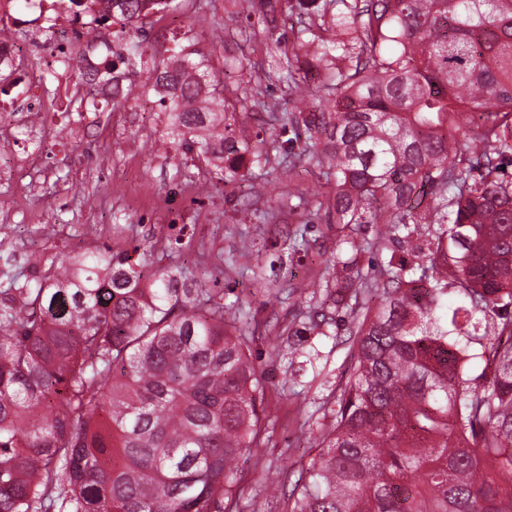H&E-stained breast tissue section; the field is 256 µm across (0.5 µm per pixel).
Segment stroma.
<instances>
[{"label": "stroma", "mask_w": 512, "mask_h": 512, "mask_svg": "<svg viewBox=\"0 0 512 512\" xmlns=\"http://www.w3.org/2000/svg\"><path fill=\"white\" fill-rule=\"evenodd\" d=\"M227 5V0H208L188 20L193 24L190 49L210 55L219 68L241 54L239 40L226 38L220 26L228 18ZM188 21L172 12L154 31L179 36ZM267 71L264 54L257 53L237 76L263 91L267 108L260 125L269 131L289 90L286 82L267 78ZM48 91L54 109L42 113L40 122L18 123L16 146L0 154V215L13 217L0 223V269L25 274L30 252L74 256L104 245L115 253L138 246L159 257L178 237L182 258L203 275L211 256L238 250L242 236L262 245V255L240 257L237 269L220 280L225 301H244L259 324L252 353L266 385L259 407L263 441L243 466L235 492L238 512H287V499L268 498L266 478L280 473L285 490H292L303 467L318 455L324 414L352 370L351 319L328 303L319 309L326 325L310 328L305 298L254 288L252 270L280 256L275 240L302 229L309 250L285 259V267L300 282L330 279L335 225L304 226L296 214L259 223L258 214L279 195L275 181L257 200L237 188L212 198L196 184L183 183L181 173L192 160L174 155L164 143L166 118L160 107L146 117L142 100L133 98L122 109L102 106L86 113L77 111L57 86Z\"/></svg>", "instance_id": "1"}]
</instances>
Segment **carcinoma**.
Segmentation results:
<instances>
[{
	"mask_svg": "<svg viewBox=\"0 0 512 512\" xmlns=\"http://www.w3.org/2000/svg\"><path fill=\"white\" fill-rule=\"evenodd\" d=\"M273 38L288 78L277 132L253 129L260 91L212 59L146 53L153 16L189 0H50L106 31L101 66L79 73L114 108L158 95L174 155L195 153L218 192L249 193L285 164L283 209L324 213L333 265L415 243L385 279L336 277L354 369L289 512H512V0H228ZM299 28L274 35L278 15ZM314 48L320 94L300 51ZM304 142L325 199L288 176ZM377 226V237H359ZM178 262L108 248L32 257L0 271V512H235L238 462L259 447L265 380L256 327ZM379 299L369 305L367 296ZM481 352H470V344ZM494 366L476 387L473 359Z\"/></svg>",
	"mask_w": 512,
	"mask_h": 512,
	"instance_id": "obj_1",
	"label": "carcinoma"
}]
</instances>
